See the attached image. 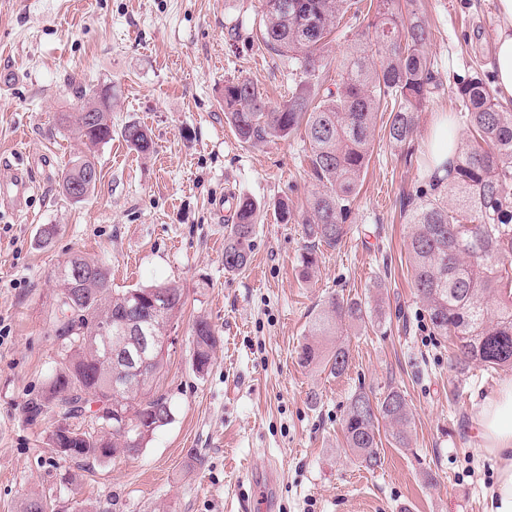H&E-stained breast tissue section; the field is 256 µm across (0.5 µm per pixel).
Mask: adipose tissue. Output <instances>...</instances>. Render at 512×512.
Instances as JSON below:
<instances>
[{
    "label": "adipose tissue",
    "mask_w": 512,
    "mask_h": 512,
    "mask_svg": "<svg viewBox=\"0 0 512 512\" xmlns=\"http://www.w3.org/2000/svg\"><path fill=\"white\" fill-rule=\"evenodd\" d=\"M502 24L496 38L494 73L497 94L512 104V0H498ZM477 425L485 451L502 462L492 500L494 512H512V384L502 387L496 399L486 403Z\"/></svg>",
    "instance_id": "adipose-tissue-1"
}]
</instances>
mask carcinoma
<instances>
[{"label":"carcinoma","instance_id":"obj_1","mask_svg":"<svg viewBox=\"0 0 512 512\" xmlns=\"http://www.w3.org/2000/svg\"><path fill=\"white\" fill-rule=\"evenodd\" d=\"M378 2L373 20L336 65V90L326 86L332 59L330 44L339 15L354 0H260L258 41L267 52L288 58L297 79L288 99L271 103L249 80L224 84V120L248 145L286 139L300 131L309 144L307 155L311 191L300 217L310 246L301 255L298 276L307 281L318 269V251L336 249L348 233L345 220L357 199L373 150L377 120L388 141L401 147L411 142L419 112L440 86L428 52L429 32L424 15L407 13L396 0ZM74 98L85 104L99 89L70 82ZM466 114V129L453 141V158L445 175L432 176L429 188L408 198L410 233L406 245L414 286L425 306L432 333L451 338L452 366L463 375L473 365L512 371V112L499 109L489 85L478 75L456 87ZM60 127L74 129L92 149L112 140L109 112L86 121L81 112H63ZM138 153L154 151L142 125L121 131ZM97 172L94 157L84 155L66 172L75 176ZM261 204L240 197L224 235V269L237 272L250 260ZM86 277L58 278L60 295L79 304L85 319L112 322V333L80 337L64 320L68 304L57 306L55 336L61 340L60 370L46 393L27 404V419L37 421L51 411L67 422L83 416L71 404L91 393L110 399L126 414V426L96 422L69 439L75 458L101 461L134 457L146 447L155 428L153 415L166 413L168 399L156 390L168 350L162 349L141 373L105 354L123 347L125 308L156 292L171 297L166 313L154 320L158 335L177 320L184 305L183 290L168 282L144 287H112L106 266L92 263ZM374 309L367 300L333 294L309 321L299 346L301 365L321 366L333 377L349 367L350 352L342 337L367 330ZM217 343L215 328L205 319L192 327V345L202 372H207ZM391 428L400 448L409 447L411 417L402 390L391 384L382 392H354L343 419L346 445L361 466L381 464L380 424Z\"/></svg>","mask_w":512,"mask_h":512}]
</instances>
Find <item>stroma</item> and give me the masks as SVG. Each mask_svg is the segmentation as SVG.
<instances>
[{"instance_id":"obj_1","label":"stroma","mask_w":512,"mask_h":512,"mask_svg":"<svg viewBox=\"0 0 512 512\" xmlns=\"http://www.w3.org/2000/svg\"><path fill=\"white\" fill-rule=\"evenodd\" d=\"M420 5L440 82L409 146L376 133L340 246L316 276L298 279L307 240L280 223L278 202L301 214L311 184L302 136L248 146L224 121V83L247 79L272 103L293 86L287 59L260 47L258 0H0V180L29 169L19 209L0 204V512L45 497L53 512H237L241 476L279 470V512H492L500 462L480 448L475 417L512 371L475 365L458 374L449 341L432 336L406 260L403 203L427 185L428 143L440 115L464 128L455 87L493 82L497 0H400ZM112 89L109 143L90 149L56 117L77 101L69 79ZM150 133L142 155L120 135ZM93 153L94 194L71 203L61 183L76 156ZM263 207L252 260L224 270L227 194ZM54 228L44 240V228ZM106 262L113 287L177 283L184 311L169 328L157 388L171 419L137 458L90 465L55 455L53 414L29 422L59 360L56 273L73 254ZM370 300L380 328L349 336L350 366L334 378L299 365L297 350L329 294ZM207 319L219 339L206 374L192 363L190 330ZM394 384L412 414L410 447L381 428V467H360L342 419L356 390ZM317 393L310 405L309 393ZM121 135L129 146L138 153L149 154L154 151V142L148 130L140 124L125 125Z\"/></svg>"}]
</instances>
